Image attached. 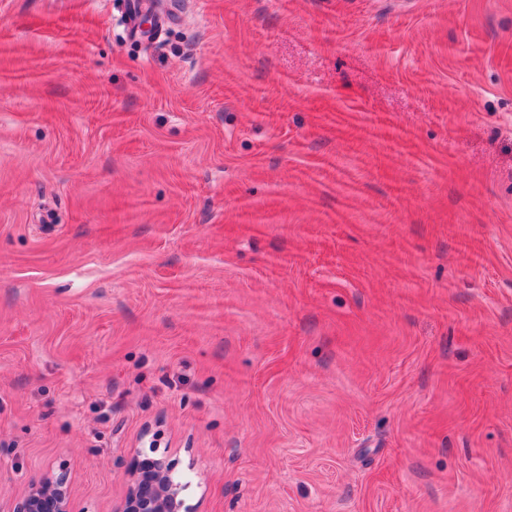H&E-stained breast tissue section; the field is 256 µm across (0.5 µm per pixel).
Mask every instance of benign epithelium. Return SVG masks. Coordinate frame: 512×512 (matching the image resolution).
Here are the masks:
<instances>
[{
	"mask_svg": "<svg viewBox=\"0 0 512 512\" xmlns=\"http://www.w3.org/2000/svg\"><path fill=\"white\" fill-rule=\"evenodd\" d=\"M177 466L178 460L167 454L149 457L143 450H137L128 491L113 512H194L182 497L188 483L183 481ZM10 512H73L66 471L61 470L31 488Z\"/></svg>",
	"mask_w": 512,
	"mask_h": 512,
	"instance_id": "1",
	"label": "benign epithelium"
}]
</instances>
